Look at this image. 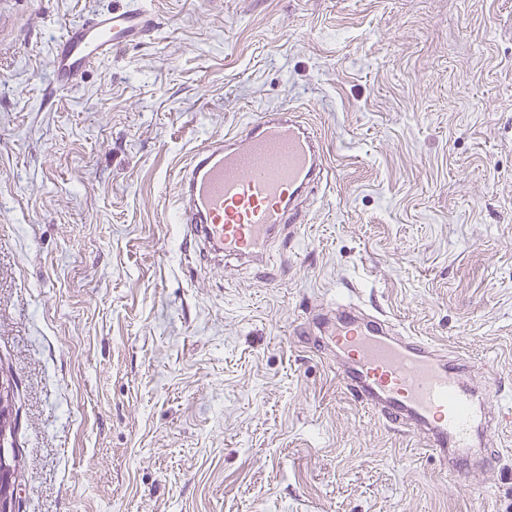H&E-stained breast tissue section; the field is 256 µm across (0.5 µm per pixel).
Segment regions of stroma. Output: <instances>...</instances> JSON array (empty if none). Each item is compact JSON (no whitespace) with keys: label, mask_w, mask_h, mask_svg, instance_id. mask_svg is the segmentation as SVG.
Segmentation results:
<instances>
[{"label":"stroma","mask_w":512,"mask_h":512,"mask_svg":"<svg viewBox=\"0 0 512 512\" xmlns=\"http://www.w3.org/2000/svg\"><path fill=\"white\" fill-rule=\"evenodd\" d=\"M0 0V366L21 512H512V418L449 474L301 343L343 300L472 360L512 408V0H151L59 89L67 24ZM295 107L329 172L264 262L173 223L206 140Z\"/></svg>","instance_id":"stroma-1"}]
</instances>
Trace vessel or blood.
Returning <instances> with one entry per match:
<instances>
[{
    "label": "vessel or blood",
    "mask_w": 512,
    "mask_h": 512,
    "mask_svg": "<svg viewBox=\"0 0 512 512\" xmlns=\"http://www.w3.org/2000/svg\"><path fill=\"white\" fill-rule=\"evenodd\" d=\"M157 25L147 0H132L68 26L50 57L60 86L113 49L152 36ZM325 167L312 126L288 112L264 113L192 153L179 185L185 240L213 263L263 260L272 240L304 223L303 197ZM317 324L323 343L347 356L341 380L348 394L432 451L444 470L457 472L460 450L482 443L502 421L494 399L474 415L470 364L397 331L387 316L347 302Z\"/></svg>",
    "instance_id": "vessel-or-blood-1"
}]
</instances>
